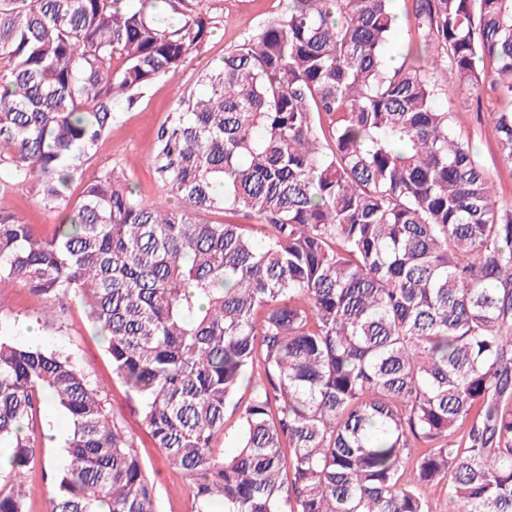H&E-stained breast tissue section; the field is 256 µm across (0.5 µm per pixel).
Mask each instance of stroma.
Returning a JSON list of instances; mask_svg holds the SVG:
<instances>
[{
    "label": "stroma",
    "mask_w": 512,
    "mask_h": 512,
    "mask_svg": "<svg viewBox=\"0 0 512 512\" xmlns=\"http://www.w3.org/2000/svg\"><path fill=\"white\" fill-rule=\"evenodd\" d=\"M210 5L220 23L198 56L162 76L140 95L133 107L120 110L88 163L86 176L111 172L133 183L139 197L146 201L163 199V187L152 168L158 127L167 120L183 93L198 90L202 70L221 62L226 53L261 26L281 17L288 0H210ZM438 103L451 112L456 136L471 144L485 171L493 176L497 204L512 205V165L499 150L494 125L496 93L485 86L465 95L450 82L443 85ZM0 209L16 212L46 235L52 233L59 220L58 215L44 210L32 192L21 187H0ZM40 310V302L27 288L18 284L0 288V322L11 327L14 340L71 351L104 388L110 414L133 435L147 473L156 482L157 512H192L189 479L155 447L141 427L139 402L113 377L104 344L86 320L81 303L71 302L61 325L38 324L40 334L33 338L28 327L37 324L36 314ZM41 423L43 435L37 440L38 457L27 478L28 512H47L54 494L52 468L66 463L62 442L69 432L67 418L55 406L48 405L41 414Z\"/></svg>",
    "instance_id": "obj_1"
}]
</instances>
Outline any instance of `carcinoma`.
Returning a JSON list of instances; mask_svg holds the SVG:
<instances>
[{"label": "carcinoma", "mask_w": 512, "mask_h": 512, "mask_svg": "<svg viewBox=\"0 0 512 512\" xmlns=\"http://www.w3.org/2000/svg\"><path fill=\"white\" fill-rule=\"evenodd\" d=\"M410 2L423 66H388L392 0H288L203 71L155 134L175 209L110 173L68 190L199 54L209 0H0V170L67 210L50 238L0 210V287L53 325L80 299L193 512H431L440 485L448 512H512V206L437 104L442 81L489 84L512 161V0ZM7 335L0 512H26L48 403L73 425L50 512H155L89 372Z\"/></svg>", "instance_id": "carcinoma-1"}]
</instances>
